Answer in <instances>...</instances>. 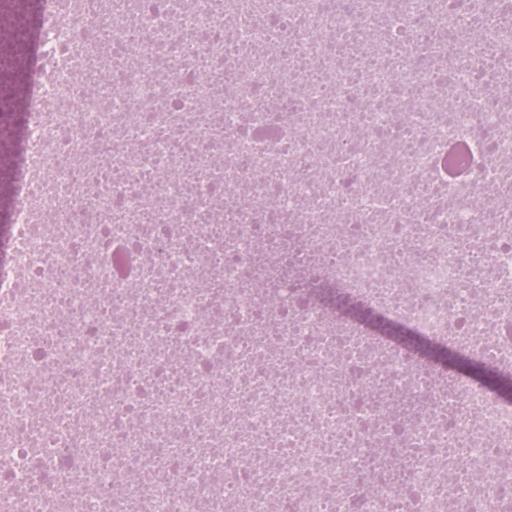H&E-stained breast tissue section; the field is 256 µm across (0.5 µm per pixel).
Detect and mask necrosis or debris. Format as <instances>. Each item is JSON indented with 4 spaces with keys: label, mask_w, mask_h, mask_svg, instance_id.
<instances>
[{
    "label": "necrosis or debris",
    "mask_w": 512,
    "mask_h": 512,
    "mask_svg": "<svg viewBox=\"0 0 512 512\" xmlns=\"http://www.w3.org/2000/svg\"><path fill=\"white\" fill-rule=\"evenodd\" d=\"M0 512H512V0H29Z\"/></svg>",
    "instance_id": "necrosis-or-debris-1"
}]
</instances>
